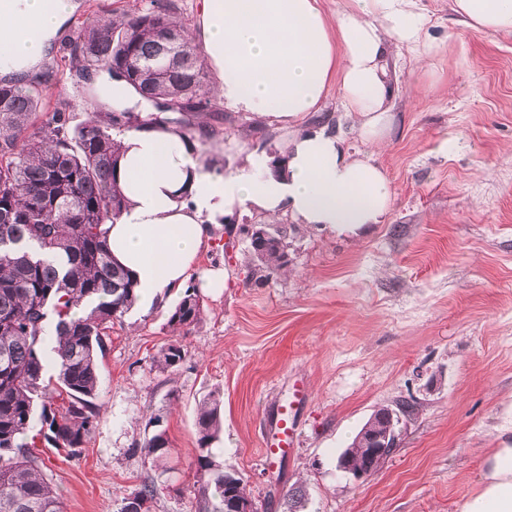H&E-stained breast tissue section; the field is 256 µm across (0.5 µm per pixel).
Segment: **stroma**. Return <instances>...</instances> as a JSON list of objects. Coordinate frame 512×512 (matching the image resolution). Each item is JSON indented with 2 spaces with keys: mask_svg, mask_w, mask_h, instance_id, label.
<instances>
[{
  "mask_svg": "<svg viewBox=\"0 0 512 512\" xmlns=\"http://www.w3.org/2000/svg\"><path fill=\"white\" fill-rule=\"evenodd\" d=\"M419 5L447 49L424 63L404 46L388 57L386 147L361 142L338 88L315 116L385 169L394 196L385 223L340 236L300 227L288 272L261 284L247 279L246 242L213 225L190 284L220 269L228 288L203 292L202 321L178 336L168 317L181 292L134 304L99 357L90 443L72 458L42 449L63 512H121L152 475L139 445L159 430L171 469L155 477L152 512H198L197 408L212 394L222 401L212 457L241 474L258 512H287L298 487L303 512H462L494 450L512 448V34L466 26L452 0ZM46 98L80 117L98 109L67 75L47 83ZM287 135L228 109L222 135L195 144L226 173L243 150L278 154ZM174 340L184 363L156 368ZM301 382L309 397L298 404ZM400 400L418 405L400 448L366 480L338 471L373 410ZM285 408L296 442L270 463L262 438Z\"/></svg>",
  "mask_w": 512,
  "mask_h": 512,
  "instance_id": "stroma-1",
  "label": "stroma"
}]
</instances>
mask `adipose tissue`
<instances>
[{
	"label": "adipose tissue",
	"mask_w": 512,
	"mask_h": 512,
	"mask_svg": "<svg viewBox=\"0 0 512 512\" xmlns=\"http://www.w3.org/2000/svg\"><path fill=\"white\" fill-rule=\"evenodd\" d=\"M75 8L74 0H0V75L36 72ZM453 9L475 28L512 32V0H453ZM194 30L225 106L287 126V168L274 176L269 157L252 152L246 167L224 174L180 132L121 135L127 206L108 244L144 302L186 288L212 224L239 207L272 219L288 212L340 234L384 223L393 192L382 167L309 119L338 84L359 138L383 146L392 96L384 60L401 43L425 59L445 49L427 34L417 0H344L332 21L319 0H201ZM464 512H512V448L496 450Z\"/></svg>",
	"instance_id": "1"
}]
</instances>
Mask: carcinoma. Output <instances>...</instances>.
Listing matches in <instances>:
<instances>
[{
    "instance_id": "carcinoma-1",
    "label": "carcinoma",
    "mask_w": 512,
    "mask_h": 512,
    "mask_svg": "<svg viewBox=\"0 0 512 512\" xmlns=\"http://www.w3.org/2000/svg\"><path fill=\"white\" fill-rule=\"evenodd\" d=\"M171 34L178 40L164 52ZM65 42L70 70L104 73L149 109L93 112L79 122L61 105L45 109V84L53 73L0 77V512H62L35 449L66 448L76 456L91 438L100 412L98 353L106 331L136 301L133 282L107 243V225L125 205L116 137L173 128L190 140L194 129L211 139L223 121L206 96L203 61L166 0L83 23ZM271 228L277 239L250 250L257 282L288 268V227ZM203 312L204 299L188 289L168 326L187 331ZM48 336L54 376L47 375L43 357ZM184 358L181 346L171 343L155 362L168 370ZM395 426L384 408L374 410L340 454L348 469L366 466L368 449L359 444L370 433ZM196 427L192 488L199 512H228L230 501L249 497L239 473L211 455L220 429L217 399L199 404ZM141 452L164 466L170 456L165 432L144 440ZM156 495L154 480H143L124 512H151Z\"/></svg>"
}]
</instances>
